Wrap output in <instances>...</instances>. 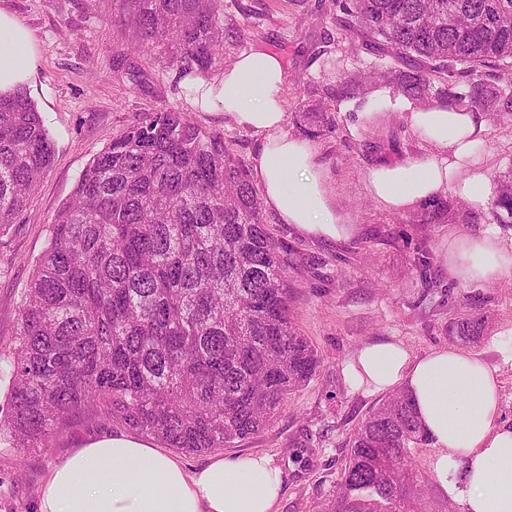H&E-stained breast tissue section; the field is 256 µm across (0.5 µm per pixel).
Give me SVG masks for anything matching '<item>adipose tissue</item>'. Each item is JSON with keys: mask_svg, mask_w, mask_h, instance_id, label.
<instances>
[{"mask_svg": "<svg viewBox=\"0 0 512 512\" xmlns=\"http://www.w3.org/2000/svg\"><path fill=\"white\" fill-rule=\"evenodd\" d=\"M37 64L32 31L0 10V94L30 85ZM283 82L281 60L254 47L222 77L190 81L188 92L201 109L224 113L261 137L252 176L265 208L281 223L314 240H351L360 227L337 206L315 149L284 130ZM346 108L353 113L351 135L399 112L428 146L425 154L381 158L368 168L367 189L378 205L413 209L451 191L483 201L487 178L475 161L485 133L480 113L456 105L424 109L386 86ZM509 273L512 249L493 230L449 239V279L492 282ZM345 375L356 392L406 391L435 448L433 472L462 512H512V424L502 419L497 369L452 347L416 356L387 340L362 346ZM281 485L280 470L263 454L216 455L188 473L142 440L105 437L85 442L53 469L39 512H275Z\"/></svg>", "mask_w": 512, "mask_h": 512, "instance_id": "obj_1", "label": "adipose tissue"}]
</instances>
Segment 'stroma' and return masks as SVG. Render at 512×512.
<instances>
[{
  "label": "stroma",
  "instance_id": "1",
  "mask_svg": "<svg viewBox=\"0 0 512 512\" xmlns=\"http://www.w3.org/2000/svg\"><path fill=\"white\" fill-rule=\"evenodd\" d=\"M31 29L39 63L28 92L55 142L51 168L42 177L21 219L0 231V366L16 328L22 295L48 240L56 211L71 196L81 171L124 128L162 107L187 112L203 130L223 134L244 166H251L259 138L225 120L223 113L201 111L186 89V73L140 55V84L125 75L124 35L109 37L104 20L112 5L93 0H0ZM224 23L241 27L244 40L230 48L225 62L262 46L284 63L283 99L288 134L309 140L328 171L338 206L359 224L347 242L317 241L264 212L268 233L288 252L293 285L291 314L319 353L313 379L286 396L274 421L252 438L222 448L225 456L266 454L283 474L277 512H316L340 481L348 442L379 395L351 392L344 367L363 345L394 339L412 354L454 345L453 319L476 311L487 327L465 353L499 367L505 421L512 423V366L503 364L494 344L512 336V274L496 281L467 284L448 277L449 237L477 235L496 228L512 247V224L496 223L489 202L466 205L441 224L417 223L413 210L379 206L366 187V171L380 154L404 157L423 152L421 139L400 113L383 128L351 136L350 114L335 107L329 126L306 108L318 90L373 69L379 59L358 38L339 30L336 0H221ZM480 166L488 180L512 171V121L487 120ZM430 279H423L420 258ZM125 428L89 417L77 419L52 448L18 451L0 447V512H37L39 491L50 472L91 438L119 435ZM432 443L417 445L413 458L425 491L427 512H461L440 488L431 468Z\"/></svg>",
  "mask_w": 512,
  "mask_h": 512
}]
</instances>
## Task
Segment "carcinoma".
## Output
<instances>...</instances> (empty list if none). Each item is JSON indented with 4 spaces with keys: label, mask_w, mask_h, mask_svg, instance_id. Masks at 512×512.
<instances>
[{
    "label": "carcinoma",
    "mask_w": 512,
    "mask_h": 512,
    "mask_svg": "<svg viewBox=\"0 0 512 512\" xmlns=\"http://www.w3.org/2000/svg\"><path fill=\"white\" fill-rule=\"evenodd\" d=\"M220 0H123L130 53L183 72L224 62L242 30ZM338 25L393 64L322 91L324 116L363 81L420 107L467 104L512 119V0H338ZM55 153L24 88L0 95V228L24 213ZM491 210L512 224V171ZM448 204L425 209L439 224ZM288 257L269 235L245 167L218 132L165 107L122 130L81 173L55 214L23 295L11 360L0 368L7 414L0 445L51 448L91 413L203 452L264 430L321 362L290 316ZM482 316L449 333L483 334ZM427 442L396 391L350 441L338 492L320 512H423L411 447Z\"/></svg>",
    "instance_id": "carcinoma-1"
}]
</instances>
